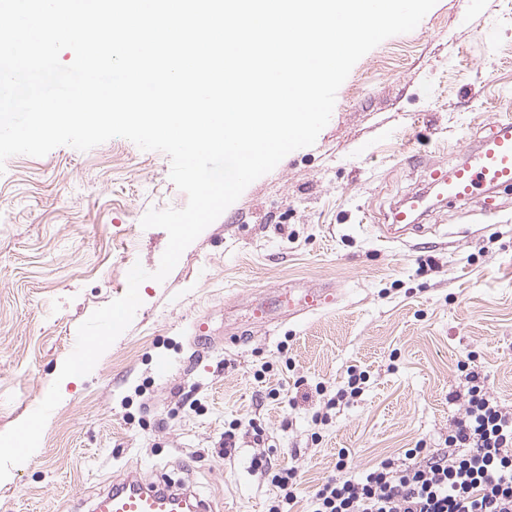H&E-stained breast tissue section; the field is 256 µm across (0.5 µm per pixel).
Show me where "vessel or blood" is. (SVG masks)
Listing matches in <instances>:
<instances>
[{
	"mask_svg": "<svg viewBox=\"0 0 512 512\" xmlns=\"http://www.w3.org/2000/svg\"><path fill=\"white\" fill-rule=\"evenodd\" d=\"M512 186V116L503 115L490 133L468 147L464 161L452 169H431L425 189L413 193L396 206L388 224L382 225L385 237L398 238L420 231V218L444 201L471 202L480 194ZM336 289H306L302 299L289 305L284 318L292 319L335 306ZM92 512H206V506L189 492L167 485L127 480L113 484L93 503Z\"/></svg>",
	"mask_w": 512,
	"mask_h": 512,
	"instance_id": "vessel-or-blood-1",
	"label": "vessel or blood"
}]
</instances>
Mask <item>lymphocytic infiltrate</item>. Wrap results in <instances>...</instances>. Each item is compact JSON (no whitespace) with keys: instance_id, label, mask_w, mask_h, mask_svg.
<instances>
[{"instance_id":"lymphocytic-infiltrate-1","label":"lymphocytic infiltrate","mask_w":512,"mask_h":512,"mask_svg":"<svg viewBox=\"0 0 512 512\" xmlns=\"http://www.w3.org/2000/svg\"><path fill=\"white\" fill-rule=\"evenodd\" d=\"M447 442L444 454L419 445L360 478H329L311 497L309 512H512V411L472 385ZM251 464L270 474L277 489L267 512H293L295 470L273 469L262 454Z\"/></svg>"}]
</instances>
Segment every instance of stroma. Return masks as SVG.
<instances>
[{
	"label": "stroma",
	"instance_id": "obj_1",
	"mask_svg": "<svg viewBox=\"0 0 512 512\" xmlns=\"http://www.w3.org/2000/svg\"><path fill=\"white\" fill-rule=\"evenodd\" d=\"M504 113L512 0H437L415 30L364 55L314 145L251 183L164 281L140 285L132 323L62 386L38 449L0 482V512H91L130 476L190 489L212 512H265L276 489L251 467L260 451L296 470L294 512H306L338 458L356 478L419 443L447 451L471 372L512 410V189L490 193V221L480 204L443 202L408 244L375 229L430 165L461 163ZM170 166L124 138L6 160L0 433L43 400L78 326L125 294L129 269H158L168 234L141 219L185 207ZM320 285L338 304L252 325L254 301L275 310ZM355 369L363 393L327 408ZM324 409L329 423H315ZM251 420L264 449L240 435L225 455V430Z\"/></svg>",
	"mask_w": 512,
	"mask_h": 512
}]
</instances>
